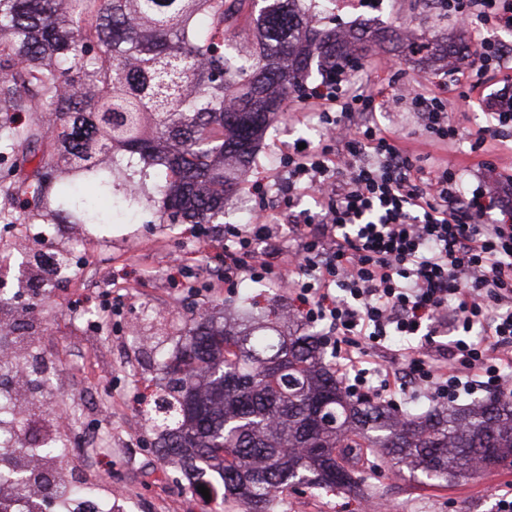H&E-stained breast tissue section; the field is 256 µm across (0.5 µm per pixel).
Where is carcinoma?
Masks as SVG:
<instances>
[{"label":"carcinoma","instance_id":"1","mask_svg":"<svg viewBox=\"0 0 512 512\" xmlns=\"http://www.w3.org/2000/svg\"><path fill=\"white\" fill-rule=\"evenodd\" d=\"M324 0H0V160L44 141L22 112L48 117L66 161L34 171L45 224H123L156 170L161 223L216 224L282 103L346 69L364 37L314 25ZM463 58V43L425 46ZM258 311L237 326L209 316L162 363L152 419L162 456L217 473L221 504L272 512L295 483L379 494L389 462L440 484L512 459V400L432 407L422 415L343 390L317 331Z\"/></svg>","mask_w":512,"mask_h":512}]
</instances>
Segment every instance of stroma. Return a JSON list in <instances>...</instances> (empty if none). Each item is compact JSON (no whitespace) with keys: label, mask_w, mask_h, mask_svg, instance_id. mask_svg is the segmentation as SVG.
I'll list each match as a JSON object with an SVG mask.
<instances>
[{"label":"stroma","mask_w":512,"mask_h":512,"mask_svg":"<svg viewBox=\"0 0 512 512\" xmlns=\"http://www.w3.org/2000/svg\"><path fill=\"white\" fill-rule=\"evenodd\" d=\"M320 26L357 29L382 26L404 33L415 42L444 40L476 47L488 34L481 19L471 28L440 19L430 0H336L332 17ZM467 60L423 63L407 48L375 46L363 52L348 69L351 91L383 89L387 103L378 113L381 124L408 133L412 146L430 154L432 162L454 161L465 171L467 186H475L479 158L468 140L448 150H429L426 135L417 126L397 94L401 85L419 90L437 82H453L467 72ZM300 103L289 99L283 112L267 129L257 162L240 187V198L224 210V221L211 224L199 235L190 224L159 223L153 202L130 224L100 230L80 224H25L9 229L0 223V301L6 302L7 320L21 318L17 333L23 344H35L54 358L60 377L48 406H35L25 425L32 440L58 436L54 415L76 417L84 411L85 393H93L98 411L107 419L100 438L111 465L101 468L80 452H71L64 465L73 483L91 486L98 497L111 501L112 512H212L192 493L180 465L168 470L167 484H153L148 473L160 460L159 430L141 413V397L155 392L164 372L156 354H175L199 310L236 313L245 292L261 305L291 308L287 290L267 281L242 280L225 287L214 279L227 259L224 227L255 217L264 199L279 196L286 173L280 164L284 144L305 140L318 145L323 137L318 115L296 121ZM492 110L489 91L478 88L467 99L448 95L454 126L474 130L484 125ZM266 191L253 192L255 182ZM52 251L69 260L64 279L50 290L31 295L24 284L35 277L34 253ZM383 503L392 512H494L497 499L512 492V464L449 481L425 485L408 471L383 467L378 473ZM364 502L350 494H333L305 487L283 493L276 512H364Z\"/></svg>","instance_id":"35a3bbf8"}]
</instances>
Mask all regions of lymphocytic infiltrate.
<instances>
[{"label":"lymphocytic infiltrate","mask_w":512,"mask_h":512,"mask_svg":"<svg viewBox=\"0 0 512 512\" xmlns=\"http://www.w3.org/2000/svg\"><path fill=\"white\" fill-rule=\"evenodd\" d=\"M494 30H512V0H439ZM433 145L459 138L443 92L409 96ZM378 94L344 81L309 88L302 109L331 132L317 148L286 147L281 206L294 238L285 251L270 224L225 225L234 253L224 280L274 277L296 312L336 333L338 370L351 395L396 393L441 404L484 392L512 398V167L482 164L476 186L451 161L425 166L404 134L376 119ZM315 210L299 208L301 194ZM448 343H438L441 335ZM416 336L397 371L365 367L357 352H388L390 337Z\"/></svg>","instance_id":"1"}]
</instances>
